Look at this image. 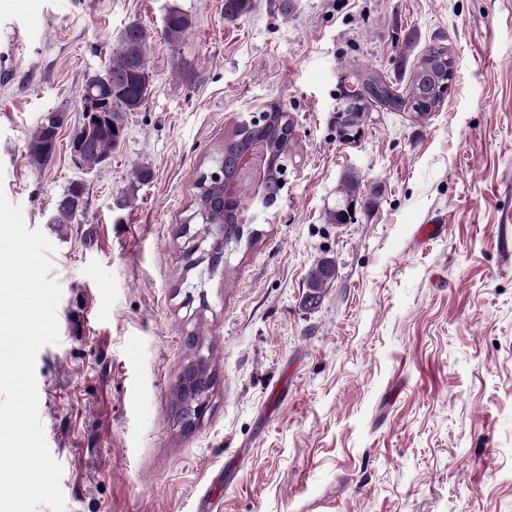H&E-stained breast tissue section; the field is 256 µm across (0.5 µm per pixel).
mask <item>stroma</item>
I'll use <instances>...</instances> for the list:
<instances>
[{
    "label": "stroma",
    "instance_id": "1",
    "mask_svg": "<svg viewBox=\"0 0 512 512\" xmlns=\"http://www.w3.org/2000/svg\"><path fill=\"white\" fill-rule=\"evenodd\" d=\"M173 7L192 20L175 44ZM132 21L152 90L89 168L68 146L76 100ZM439 43L456 67L439 111L377 108L337 137L343 85L372 69L405 83ZM273 103L297 133L286 186L189 296L196 180ZM55 110L68 123L33 167L27 142ZM140 166L152 179L116 209ZM348 169L380 203L328 223ZM74 181L80 223H48ZM0 188L55 247L59 341L35 375L66 512H512V0H252L232 19L224 0H12ZM433 220L443 232L421 238ZM324 257L336 277L309 308ZM191 334L215 379L188 427L170 393Z\"/></svg>",
    "mask_w": 512,
    "mask_h": 512
}]
</instances>
